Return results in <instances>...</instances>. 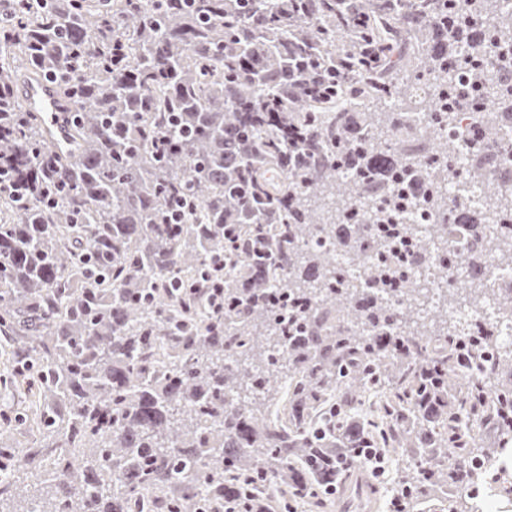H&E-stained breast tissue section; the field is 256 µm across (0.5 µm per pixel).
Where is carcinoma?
I'll list each match as a JSON object with an SVG mask.
<instances>
[{
  "instance_id": "1",
  "label": "carcinoma",
  "mask_w": 512,
  "mask_h": 512,
  "mask_svg": "<svg viewBox=\"0 0 512 512\" xmlns=\"http://www.w3.org/2000/svg\"><path fill=\"white\" fill-rule=\"evenodd\" d=\"M348 0H12L0 28V159L30 182L0 189V334L12 380L34 369L33 436L0 423V502L15 512H288L319 507L336 450L407 448L411 499L504 473L512 448V342L466 336L448 289L413 285L448 245L430 224H390L394 195L448 171L457 142L423 155L401 138L453 130L475 88L512 71L448 41V19H495L498 0H364L399 81L364 84L366 42ZM457 82L447 93L448 61ZM60 87L75 134L62 168L19 84ZM345 169L344 178L337 177ZM512 210V189L488 195ZM458 296L512 317L486 251L512 235L467 230ZM373 239L382 263L364 253ZM450 316L429 331L427 309ZM368 424L345 417L377 385ZM485 433L494 442L474 447ZM485 467L475 473L471 461ZM36 481L39 496L25 497Z\"/></svg>"
}]
</instances>
